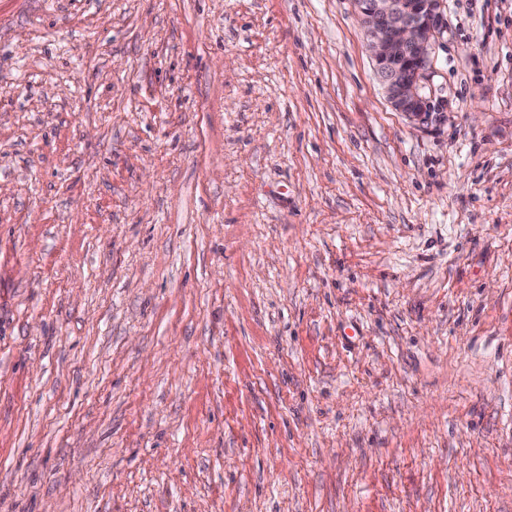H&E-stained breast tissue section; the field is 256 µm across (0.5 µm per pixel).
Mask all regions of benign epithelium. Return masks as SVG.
<instances>
[{"mask_svg": "<svg viewBox=\"0 0 512 512\" xmlns=\"http://www.w3.org/2000/svg\"><path fill=\"white\" fill-rule=\"evenodd\" d=\"M391 106L427 125L442 113L424 93L441 34V0H353Z\"/></svg>", "mask_w": 512, "mask_h": 512, "instance_id": "benign-epithelium-1", "label": "benign epithelium"}]
</instances>
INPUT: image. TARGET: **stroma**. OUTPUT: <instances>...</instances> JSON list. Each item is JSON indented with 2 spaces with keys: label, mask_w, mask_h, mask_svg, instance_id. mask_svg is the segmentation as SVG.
I'll return each instance as SVG.
<instances>
[{
  "label": "stroma",
  "mask_w": 512,
  "mask_h": 512,
  "mask_svg": "<svg viewBox=\"0 0 512 512\" xmlns=\"http://www.w3.org/2000/svg\"><path fill=\"white\" fill-rule=\"evenodd\" d=\"M388 102L352 0H0V512H512V0Z\"/></svg>",
  "instance_id": "35a3bbf8"
}]
</instances>
